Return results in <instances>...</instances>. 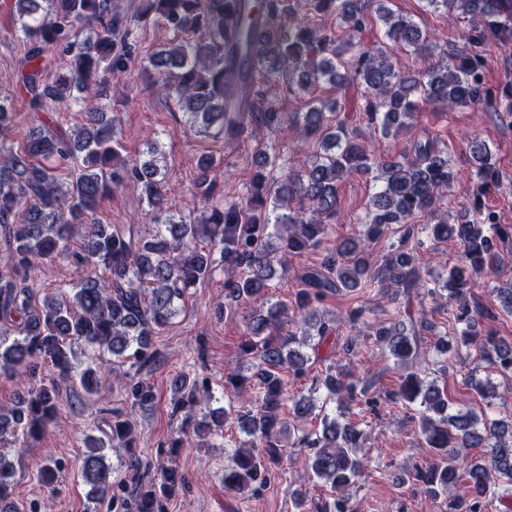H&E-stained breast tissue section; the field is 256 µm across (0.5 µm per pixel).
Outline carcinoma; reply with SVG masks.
<instances>
[{
    "mask_svg": "<svg viewBox=\"0 0 512 512\" xmlns=\"http://www.w3.org/2000/svg\"><path fill=\"white\" fill-rule=\"evenodd\" d=\"M227 2L139 0L129 15L113 0H10L12 26L24 44L19 86L30 111L76 108L82 121L65 128L52 119L31 130L16 149L10 144L17 119L13 96L0 93V375L28 381L17 401L0 407V441L19 431L30 437L45 432L57 414L60 383L75 380L85 392H98L100 370L75 372L73 344L107 351L138 370L154 363L153 337L176 316L186 289L221 262L231 272L224 280L225 303L264 308L246 322L241 362L224 372V388L241 400L213 408L205 378L174 375L169 381L173 413L183 418L167 450L157 451L148 466L136 452L129 420L113 415L107 438H85L81 476L94 493L92 512L105 498L112 512H167L188 486L176 462L181 435L191 434L208 448V438L223 435L230 420L249 440L229 456L224 490L254 494L284 466L281 436L314 413L321 416L322 428L299 440L305 449L301 469L329 487L332 497L310 504L307 492L297 489L295 512H355L350 488L360 483L368 463L367 433L354 420L355 411L382 403L414 411L419 434L433 451L431 461L412 475L424 493L438 498L462 485L448 512H512V416L481 419L469 410L451 411L446 386L410 370L420 357L422 334L429 333L443 363L474 350L497 372L512 376V344L482 333L479 323L493 312L476 304L472 292L485 271L501 263L499 246L512 243V224L500 223L498 213L481 200L498 183L491 153L483 143L472 144L478 183L470 208L450 224L440 211L456 178L447 150L428 137L414 141L399 158L379 160L345 115L351 86L360 91L359 111L368 124L386 136L407 128L421 101L441 107L486 103L490 46H512V0H426L464 23L462 53L453 47L443 51L454 61L438 62L420 77L397 70L377 41H367L379 20L386 39L415 50L426 47L418 24L386 8L385 0H239L234 9ZM303 8L335 17L342 31L310 24L299 17ZM151 19L162 22L176 43L150 53L144 69L173 97L187 129L233 141L251 128L259 168L275 164L276 144L267 141L273 133L316 141L324 153L277 184L255 175L252 190L240 201H217L221 160L204 151L193 183L203 214L187 218L168 199L166 176L155 160L122 157L116 118L108 116L112 107L98 104L107 77L131 63L134 23ZM50 47L68 59L66 69L42 64ZM285 71L297 90L324 83L336 97L316 99L284 126L263 86ZM372 171L381 185L362 230L338 239L323 250L319 265L295 275L293 303L271 302L266 289L274 258L288 279V256L319 249L327 238L342 183ZM127 180L138 185L154 213L150 240L139 238L132 225L96 219L100 200ZM423 214L429 223H408ZM395 225L400 226L398 243L371 269L368 250ZM80 227L86 232L75 247ZM423 232L462 247L458 264L438 288L430 286L415 248L408 247V240ZM58 256L83 269L84 276L69 297L54 292L40 297L34 262ZM371 287L391 301L412 293L445 297L456 335L437 332L421 311L407 323L368 324L364 334L357 330L366 313L361 305L349 310L342 325L329 318L327 298ZM492 291L502 311L512 315V281ZM343 325L350 329L346 335L340 332ZM363 347L382 351L407 370L395 388L375 392L373 382L342 364ZM318 362L325 371L307 393L288 395L284 375L301 380ZM464 383L486 406L494 405L498 393L490 377L469 371ZM126 395L132 409L156 401L154 386L142 377H129ZM107 447L128 453L121 478L106 462ZM468 448L480 453L459 461L460 451ZM62 469L60 460L49 457L38 478L51 487ZM13 475L14 461L0 451V512H10Z\"/></svg>",
    "mask_w": 512,
    "mask_h": 512,
    "instance_id": "obj_1",
    "label": "carcinoma"
}]
</instances>
